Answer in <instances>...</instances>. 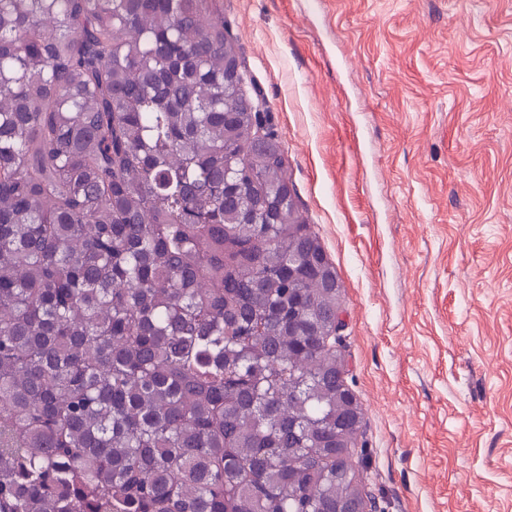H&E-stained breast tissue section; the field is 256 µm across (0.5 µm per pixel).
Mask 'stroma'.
Wrapping results in <instances>:
<instances>
[{
	"label": "stroma",
	"mask_w": 512,
	"mask_h": 512,
	"mask_svg": "<svg viewBox=\"0 0 512 512\" xmlns=\"http://www.w3.org/2000/svg\"><path fill=\"white\" fill-rule=\"evenodd\" d=\"M345 289L368 512H512V0H219Z\"/></svg>",
	"instance_id": "stroma-1"
}]
</instances>
